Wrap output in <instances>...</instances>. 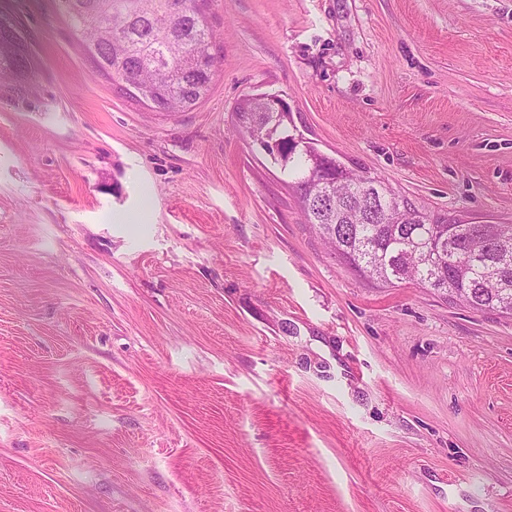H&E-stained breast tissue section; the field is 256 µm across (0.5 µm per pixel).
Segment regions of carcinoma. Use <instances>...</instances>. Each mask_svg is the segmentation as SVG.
Here are the masks:
<instances>
[{
  "instance_id": "carcinoma-1",
  "label": "carcinoma",
  "mask_w": 512,
  "mask_h": 512,
  "mask_svg": "<svg viewBox=\"0 0 512 512\" xmlns=\"http://www.w3.org/2000/svg\"><path fill=\"white\" fill-rule=\"evenodd\" d=\"M190 8H178L179 2ZM86 43L99 71L137 102L159 112H184L210 91L217 57L216 34L201 4L206 0H58ZM237 118L257 126L274 163L295 175L306 223L363 275L384 284L415 281L448 291L476 311L512 317V224H461L430 216L412 203L398 218L372 216L359 196L363 181L395 194L379 176L350 170L332 188L342 218L335 221L319 205L322 173L335 175L340 161L320 167L314 150L296 144L276 125V112L251 97Z\"/></svg>"
}]
</instances>
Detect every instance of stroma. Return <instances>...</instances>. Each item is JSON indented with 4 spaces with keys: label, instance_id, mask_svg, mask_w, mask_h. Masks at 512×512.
Segmentation results:
<instances>
[{
    "label": "stroma",
    "instance_id": "1",
    "mask_svg": "<svg viewBox=\"0 0 512 512\" xmlns=\"http://www.w3.org/2000/svg\"><path fill=\"white\" fill-rule=\"evenodd\" d=\"M158 112L0 0V512H512V318L365 278L235 109L431 214L512 224V0H209Z\"/></svg>",
    "mask_w": 512,
    "mask_h": 512
}]
</instances>
